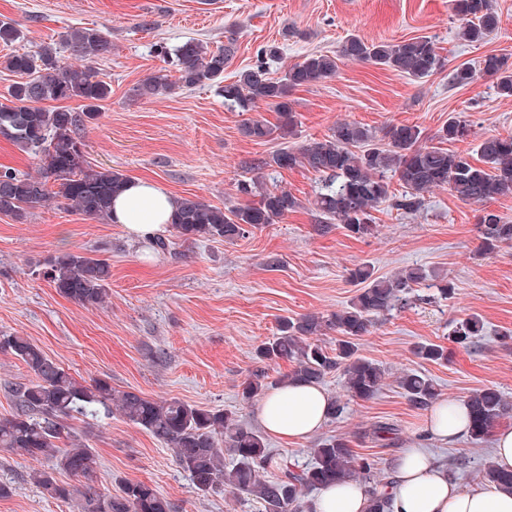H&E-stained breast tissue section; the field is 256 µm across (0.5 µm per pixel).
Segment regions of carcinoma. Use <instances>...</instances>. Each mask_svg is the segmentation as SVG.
Wrapping results in <instances>:
<instances>
[{"label":"carcinoma","mask_w":512,"mask_h":512,"mask_svg":"<svg viewBox=\"0 0 512 512\" xmlns=\"http://www.w3.org/2000/svg\"><path fill=\"white\" fill-rule=\"evenodd\" d=\"M453 10L468 42H480L498 28L499 16L492 0H454ZM234 46L232 39L215 50L194 38L183 41L164 52L179 73L178 81L172 82L163 74L149 76L143 80L140 94L155 97L181 87L215 83L224 102L241 112H251L260 104L276 112L274 124L258 118L247 120L243 127L246 137L263 143L276 136L285 139L295 135L298 121L290 93L333 75L336 58L312 53L275 78L265 62L280 55V46L273 43L263 48L256 64L227 82L224 69ZM64 47L81 65L61 62L57 48L51 45L35 55L13 52L0 62L19 77L0 96V138L33 156L38 165L36 176L0 166V214L17 221L55 198L87 217L108 221L112 199L129 181L118 170L92 167L86 160L81 136L82 130L99 118L101 102L111 94L110 85L84 61L111 55L112 41L97 28L82 27L66 35ZM339 53L414 79L441 73L447 66L433 38L426 35L370 42L351 34L342 42ZM479 73L495 80L500 96L512 97L509 57L494 53L484 56ZM475 76L471 68L461 65L452 70L450 80L466 86ZM71 100L81 102L80 107L67 106ZM469 133L470 124L464 117L451 116L436 138L441 143L462 141ZM477 155L479 165L467 153H450L427 142L415 125H391L379 137L357 122L341 121L327 138L282 148L258 161L256 167L304 166L325 177V186L310 201L316 230L323 232L336 222L353 236L365 238L377 232L372 216L377 207L387 203L398 211L417 212L424 205V194L433 188H446L459 200L482 206L511 196L512 136L484 138L477 145ZM394 179L403 188L398 195L391 190ZM239 191L257 200L224 210L195 196L178 199L172 228L187 241L232 243L247 229L277 224L301 207L288 190L270 188L259 180L239 185ZM478 225L479 254L512 247V222L496 211L482 209ZM43 275L62 296L82 307H101L109 298L112 270L106 258L61 251L45 260ZM349 279L360 288L347 307L326 315L285 317L279 322V335L257 348L256 356L262 362L293 363V369L281 375L276 384L290 380L319 383L340 370L350 398L366 401L379 392L385 371L359 354L360 340L380 317L407 300L412 288L426 281L428 275L420 268H410L389 277H376L371 266L362 263L350 270ZM327 330L339 335L332 354L311 341V337ZM483 331L482 320L471 316L456 327L454 339L466 345ZM0 351L15 356L28 372L27 381L10 388L13 408L9 416L0 418V448L50 462L47 468L33 472L35 482L52 498L70 500L79 495L84 512H174L167 497L142 481H122L117 494L101 493L91 484L76 490L58 481V472L86 478L96 466L91 450L70 438L66 421L78 416L97 418L114 409L167 445L176 464L203 495L224 491L252 497L265 512H304L306 492L358 481L368 486L370 512H389V497L381 490L377 460L355 455L344 438L319 442L310 449V463L292 467L268 448L261 432L242 423L232 411L175 398L154 399L136 390H116L105 379L82 384L23 336H1ZM416 355L432 362L448 360L447 349L434 343L417 346ZM398 385L418 408L439 397L433 381L416 372L404 373ZM267 389L265 376L253 373L242 385V400L248 403ZM467 406L468 434L475 443L484 441L502 420L512 416V402L493 386L473 392ZM226 451L235 458L230 469L224 468ZM272 468L279 475L269 480L267 472ZM480 474L484 482L512 490V471L487 464Z\"/></svg>","instance_id":"1"}]
</instances>
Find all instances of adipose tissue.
<instances>
[{
    "instance_id": "obj_1",
    "label": "adipose tissue",
    "mask_w": 512,
    "mask_h": 512,
    "mask_svg": "<svg viewBox=\"0 0 512 512\" xmlns=\"http://www.w3.org/2000/svg\"><path fill=\"white\" fill-rule=\"evenodd\" d=\"M176 205V199L156 183L133 179L113 200L111 221L122 225L131 239L148 240L163 232ZM330 403V394L319 384L288 383L262 397L256 418L270 435L305 440L323 428ZM424 429L436 443L456 444L467 432L465 403L433 405ZM387 493L391 512H512V492L494 486L460 487L447 468L416 443L398 459ZM369 507L368 495L353 482L324 487L311 504L312 512H369Z\"/></svg>"
}]
</instances>
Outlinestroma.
<instances>
[{
    "instance_id": "1",
    "label": "stroma",
    "mask_w": 512,
    "mask_h": 512,
    "mask_svg": "<svg viewBox=\"0 0 512 512\" xmlns=\"http://www.w3.org/2000/svg\"><path fill=\"white\" fill-rule=\"evenodd\" d=\"M493 6L499 28L476 44L461 38L451 0H0V19L13 21L24 34L11 45L0 44V57L60 46L62 36L77 28L100 29L112 42V54L92 67L112 94L101 118L82 133L87 161L152 179L174 197L195 196L231 209L249 201L237 185L253 177L251 163L326 138L340 121L376 132L409 124L431 136L460 115L472 134L447 149L471 154L483 137L512 135V98L499 96L488 77L458 87L447 72L415 80L338 54L343 39L355 33L376 42L431 36L450 68L477 67L489 53L512 58V0H493ZM229 37L236 49L224 71L228 78L254 64L259 50L273 42L282 49L281 60L271 66L277 75L311 53L335 57L334 75L293 92L294 136L252 142L241 131L249 115L225 105L207 83L140 95L150 75L163 71L170 80L178 78L158 45L196 38L214 49ZM261 174L302 206L232 243L187 241L168 227L163 236L169 248L160 253L150 242L131 240L120 225L55 202L21 222L0 215V334L29 338L78 381L103 378L118 390L231 410L252 427L255 406L242 401V384L257 367L256 348L276 336L281 317L346 306L356 291L348 273L357 264L369 263L378 276L418 267L447 278L455 292L444 299L435 289L415 287L407 303L379 318L363 337L362 355L385 370L377 395L348 400L341 416L314 438L272 439L268 446L303 466L317 442L342 437L354 454L375 458L387 478L409 441L417 440L461 487H480L478 472L492 456L490 443L465 437L441 446L425 438L426 412L407 401L398 379L408 371L424 374L444 401L466 400L487 386L512 399V338L505 336L512 331V248L479 255V205L442 188L426 193L415 213L381 205L373 213L375 236L358 239L339 224L320 234L307 207L322 185L320 175L305 167L265 168ZM61 250H96L109 258L111 294L103 307L84 308L44 278L45 259ZM472 314L483 319L485 334L464 347L454 342L453 330ZM420 342L446 347L447 362L417 357ZM381 422L397 430L390 444L368 436ZM67 425L92 449L97 466L91 482L101 492L116 490L122 480L143 481L170 499L176 512H264L243 495L198 493L171 450L119 414ZM38 467L0 449V483L10 489L0 498V512H81L77 501L51 498L34 483Z\"/></svg>"
}]
</instances>
